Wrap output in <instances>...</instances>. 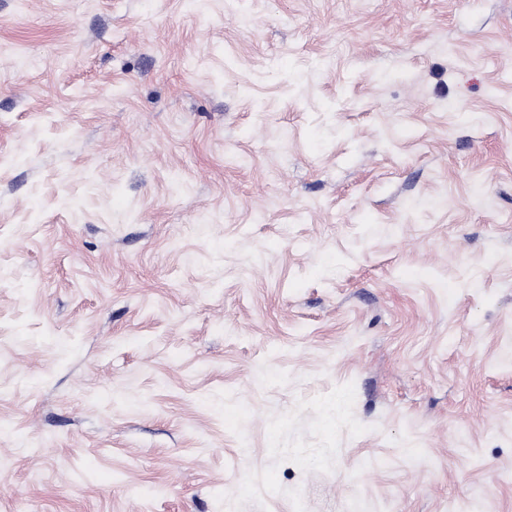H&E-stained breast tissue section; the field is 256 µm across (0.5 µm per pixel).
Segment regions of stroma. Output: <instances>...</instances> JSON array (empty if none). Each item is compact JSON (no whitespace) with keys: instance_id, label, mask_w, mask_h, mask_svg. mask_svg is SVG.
<instances>
[{"instance_id":"35a3bbf8","label":"stroma","mask_w":512,"mask_h":512,"mask_svg":"<svg viewBox=\"0 0 512 512\" xmlns=\"http://www.w3.org/2000/svg\"><path fill=\"white\" fill-rule=\"evenodd\" d=\"M0 512H512V0H0Z\"/></svg>"}]
</instances>
